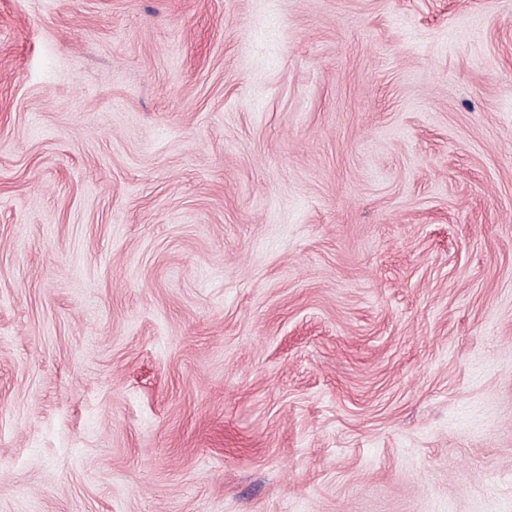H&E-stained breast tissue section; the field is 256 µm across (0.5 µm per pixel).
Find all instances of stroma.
<instances>
[{
  "mask_svg": "<svg viewBox=\"0 0 512 512\" xmlns=\"http://www.w3.org/2000/svg\"><path fill=\"white\" fill-rule=\"evenodd\" d=\"M0 512H512V0H0Z\"/></svg>",
  "mask_w": 512,
  "mask_h": 512,
  "instance_id": "35a3bbf8",
  "label": "stroma"
}]
</instances>
